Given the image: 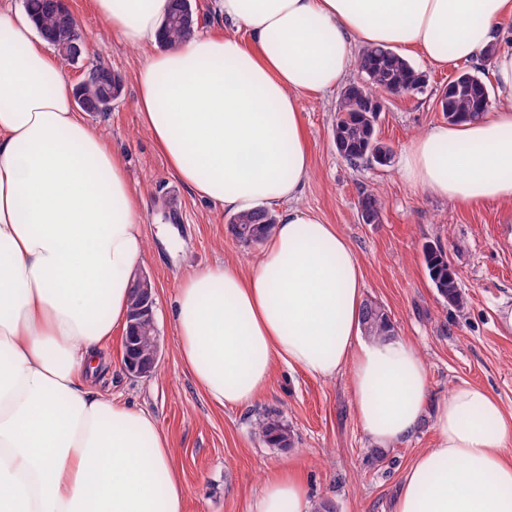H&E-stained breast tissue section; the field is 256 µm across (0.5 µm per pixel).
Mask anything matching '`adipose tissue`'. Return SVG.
Segmentation results:
<instances>
[{
  "label": "adipose tissue",
  "instance_id": "1",
  "mask_svg": "<svg viewBox=\"0 0 512 512\" xmlns=\"http://www.w3.org/2000/svg\"><path fill=\"white\" fill-rule=\"evenodd\" d=\"M235 34H196L145 57L137 108L172 175L238 215L276 209L250 273L183 279L170 306L180 357L215 403L257 400L275 364L348 374L373 446L416 431L429 394L418 352L365 337L364 277L348 239L299 205L311 170L303 101L339 86L355 45L433 67L494 57L498 105L413 138L399 174L463 205L512 201V0H216ZM127 46L156 44L171 0H91ZM144 195L81 118L26 14L0 9V512H185L186 488L151 416L88 390L127 326L147 254ZM437 440L407 468L395 512H512V421L483 387L434 409ZM252 512H311L293 470Z\"/></svg>",
  "mask_w": 512,
  "mask_h": 512
}]
</instances>
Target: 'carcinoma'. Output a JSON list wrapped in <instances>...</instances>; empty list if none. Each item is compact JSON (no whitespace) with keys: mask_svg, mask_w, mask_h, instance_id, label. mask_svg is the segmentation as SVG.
Segmentation results:
<instances>
[{"mask_svg":"<svg viewBox=\"0 0 512 512\" xmlns=\"http://www.w3.org/2000/svg\"><path fill=\"white\" fill-rule=\"evenodd\" d=\"M27 14L34 22L40 36L50 43L65 61L77 63L84 54V41L77 20L65 6H53L51 0H24ZM198 29V18L190 0H173V7L164 20L159 45L169 48ZM361 78L348 84L341 92L336 106V123L333 142L337 153L353 166L375 163L387 166L393 150L377 137L374 124L375 106L381 103L382 94L419 91L425 86L422 71L397 52L385 47H365L358 60ZM487 82L477 73L458 80L454 88L443 97L441 111L448 122L468 119L481 113L479 97ZM124 90L120 74L103 65L87 69L78 83V96L87 104V111L104 113L112 110V102ZM358 207L361 216L380 221L382 202L379 195L363 194ZM276 223L269 211L251 215H232L227 219L228 230L238 241L258 244L264 241L268 230ZM423 260L429 278L437 293L449 305L460 308L464 300L458 280L451 269L443 249L431 244L423 249ZM361 322L365 335L373 338L395 335L394 325L385 310L372 302L364 303ZM256 434L265 443L277 448L292 446L293 437L288 424L276 413H268L256 424Z\"/></svg>","mask_w":512,"mask_h":512,"instance_id":"cac0c4a2","label":"carcinoma"}]
</instances>
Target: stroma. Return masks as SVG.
Segmentation results:
<instances>
[{
	"mask_svg": "<svg viewBox=\"0 0 512 512\" xmlns=\"http://www.w3.org/2000/svg\"><path fill=\"white\" fill-rule=\"evenodd\" d=\"M86 47L82 61L64 64L70 84L88 66L104 65L124 81L120 99L106 113L85 118L119 151L133 184L143 192L149 253L140 268L156 284L155 321L160 361L147 377L128 375L121 363V331L106 347L107 362L91 382L95 392L127 401L150 414L166 434L186 487L185 512H251L266 476L278 468L303 473L312 504L331 500L337 512H393L403 475L414 456L432 447V417L413 438L384 449L372 446L354 411L348 374L319 379L275 366L258 400L245 409L221 407L193 381L174 343L169 305L179 281L194 271L224 263L250 271L261 248L227 230L225 212L195 197L169 172L136 108V72L144 49L124 45L93 12L91 0H67ZM410 61L428 76L423 92L391 95L377 132L392 147L388 166H351L336 151L338 91L308 97L304 121L312 150V172L300 197L326 223L349 239L364 275L363 299L382 306L399 337L425 362L430 401L447 397L462 383L487 389L512 420V331L500 322L512 307V202L468 206L447 202L405 183L398 155L410 140L445 123L436 100L457 72L488 70L486 58L437 69L420 54ZM377 191L383 198L379 223H361L358 198ZM441 246L455 269L467 303L456 309L437 293L423 264L425 245ZM275 412L291 428L294 445L262 442L256 422Z\"/></svg>",
	"mask_w": 512,
	"mask_h": 512,
	"instance_id": "obj_1",
	"label": "stroma"
}]
</instances>
